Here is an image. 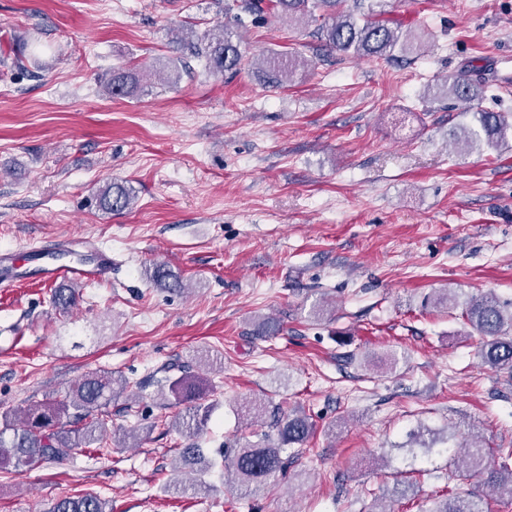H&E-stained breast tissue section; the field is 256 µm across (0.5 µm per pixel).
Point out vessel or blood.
I'll list each match as a JSON object with an SVG mask.
<instances>
[{"mask_svg":"<svg viewBox=\"0 0 512 512\" xmlns=\"http://www.w3.org/2000/svg\"><path fill=\"white\" fill-rule=\"evenodd\" d=\"M71 239H58L21 252H0V272L14 279L34 278L56 284L72 280L105 281L112 277V252L90 245L89 258L74 257Z\"/></svg>","mask_w":512,"mask_h":512,"instance_id":"b4317fda","label":"vessel or blood"}]
</instances>
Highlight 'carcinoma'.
Returning <instances> with one entry per match:
<instances>
[{
	"label": "carcinoma",
	"instance_id": "carcinoma-1",
	"mask_svg": "<svg viewBox=\"0 0 512 512\" xmlns=\"http://www.w3.org/2000/svg\"><path fill=\"white\" fill-rule=\"evenodd\" d=\"M346 0H276L268 6L264 0H243L241 10L252 16L253 21L268 19L269 10L276 9L288 16L296 15L307 26L316 27L315 35L322 46L356 57L385 59L391 56L400 41L397 31L359 12L361 0H353L349 8ZM189 46L190 54L205 59L209 73L218 75L239 69L245 64V51L233 32L217 24L206 30L194 41L179 42ZM265 70L276 83L293 80L301 59L296 52L281 51L264 57ZM139 85L137 74L119 68L104 84L109 97H124ZM448 94L454 100L472 104L479 95L478 87L465 76L448 79ZM480 130L473 131L463 140L464 147L481 138L490 146L505 142L512 123L498 112H475ZM98 207L109 212L129 210L133 205L132 190L120 182H108L96 191ZM152 281L162 287H183L180 277L164 265H157L150 273ZM76 302V289L58 287L53 290L51 303L67 311ZM465 324L472 334L482 337L479 354L490 366L512 375V301L504 302L488 293L466 303L462 311ZM169 393L176 403L187 402L182 414L175 416V427L186 438L194 437L202 419L199 413H208L209 407L200 400L212 388L207 378L181 375L165 379ZM129 381L108 372L92 371L66 393L64 399L46 398L31 404L20 412L4 418L0 428V468L16 471L43 463L63 460L72 454L103 442L107 429L105 419L95 416L111 402L112 398L127 392ZM270 426L277 432L278 443L271 442L268 434L255 442L238 448H221L219 460L207 457L204 449L190 441L179 449L178 462L182 468L198 467L203 475L215 466L232 474V482L244 496L270 492L278 479L284 477L294 456L285 446L305 443L313 432L309 417L301 410L283 416L275 415ZM406 443L395 448L396 454L389 461L398 463L394 474L404 477L425 471V466L438 457L447 459L454 469V476L463 480L480 479L482 485H492L512 494V448H486L481 439L474 438L467 445L465 456L451 443L453 435L445 428L421 425L407 434ZM47 512H112L109 502L94 494L62 496L53 501ZM428 512H488L482 494L471 490L436 501Z\"/></svg>",
	"mask_w": 512,
	"mask_h": 512
}]
</instances>
